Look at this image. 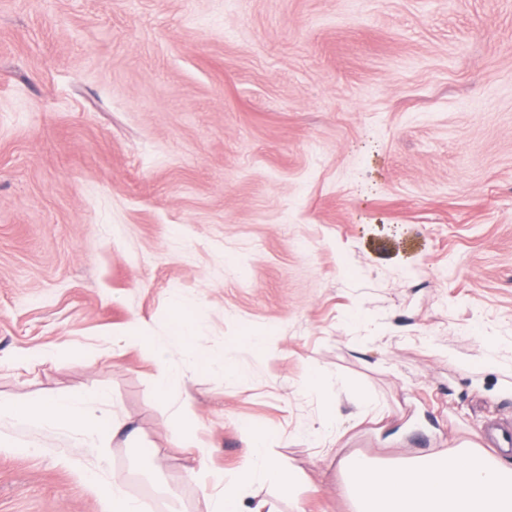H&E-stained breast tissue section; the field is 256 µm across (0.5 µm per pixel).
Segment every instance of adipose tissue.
I'll return each mask as SVG.
<instances>
[{
    "instance_id": "adipose-tissue-1",
    "label": "adipose tissue",
    "mask_w": 512,
    "mask_h": 512,
    "mask_svg": "<svg viewBox=\"0 0 512 512\" xmlns=\"http://www.w3.org/2000/svg\"><path fill=\"white\" fill-rule=\"evenodd\" d=\"M18 422L55 424L82 434L90 447L104 448L119 435L134 436L136 427L112 416L99 400L81 394L0 401V416ZM244 464L221 493L199 486L198 512H278L274 502L245 504L242 490L257 479L274 481L282 491L294 486L295 474L268 452L270 436L243 429ZM345 493L354 512H512V462L483 448H460L417 455L398 468H384L364 458L339 462Z\"/></svg>"
}]
</instances>
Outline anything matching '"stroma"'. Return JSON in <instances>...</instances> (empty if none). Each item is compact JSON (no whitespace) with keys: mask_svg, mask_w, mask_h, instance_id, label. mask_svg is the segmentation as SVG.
I'll return each instance as SVG.
<instances>
[{"mask_svg":"<svg viewBox=\"0 0 512 512\" xmlns=\"http://www.w3.org/2000/svg\"><path fill=\"white\" fill-rule=\"evenodd\" d=\"M176 297L212 369L125 345ZM73 393L138 437L0 417V512H196L246 425V500L353 512L343 456L512 433V0H0V400ZM244 464L238 478L225 482L221 494H215L206 483L199 482L197 512H279L274 502L257 500L248 506L242 500V490L257 479L273 480L283 492L290 493L295 474L285 468L268 452L272 447L270 436L259 430L243 428ZM93 483L97 490L104 492L109 498L113 512L149 511L145 503L138 499H133L126 494L122 481L113 477L111 482H97V479H94Z\"/></svg>","mask_w":512,"mask_h":512,"instance_id":"obj_1","label":"stroma"}]
</instances>
